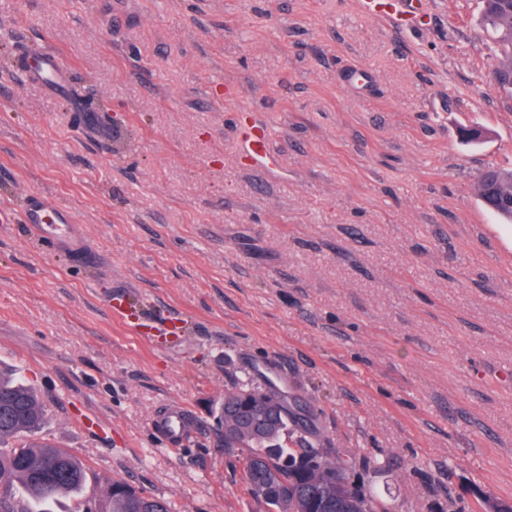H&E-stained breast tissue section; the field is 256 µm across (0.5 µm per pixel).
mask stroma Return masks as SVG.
Returning a JSON list of instances; mask_svg holds the SVG:
<instances>
[{
	"label": "stroma",
	"instance_id": "obj_1",
	"mask_svg": "<svg viewBox=\"0 0 512 512\" xmlns=\"http://www.w3.org/2000/svg\"><path fill=\"white\" fill-rule=\"evenodd\" d=\"M427 2L395 32L356 0H0V202L54 196L93 254L0 223V368L37 388L87 496L121 479L171 512H266L215 423L248 383L388 512L512 502V231L476 193L512 168V95L478 0ZM21 48L62 54L72 98L27 83ZM242 107L270 174L240 164ZM115 290L185 333L143 341ZM176 403L174 449L152 420ZM191 420L192 417L185 407L168 405L155 417L154 427L172 446H177L190 434Z\"/></svg>",
	"mask_w": 512,
	"mask_h": 512
}]
</instances>
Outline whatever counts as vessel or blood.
Masks as SVG:
<instances>
[{
    "label": "vessel or blood",
    "instance_id": "b4317fda",
    "mask_svg": "<svg viewBox=\"0 0 512 512\" xmlns=\"http://www.w3.org/2000/svg\"><path fill=\"white\" fill-rule=\"evenodd\" d=\"M362 16L388 21L394 29L410 30L424 26L427 8L424 0H358ZM17 63L31 82L47 90L69 95L71 91V66L57 52H25ZM236 127L241 138L240 153L253 168H267L277 161L270 149V129L253 121L249 109H239L235 114ZM30 225L44 240L54 245H68L80 258H88L82 228L76 223L71 211L58 200L32 192L25 195L16 207H0V223L14 221ZM108 304L113 315L136 335H180L182 323L170 321L146 323L138 310L130 308L124 294L114 293ZM192 417L180 405H168L154 419L157 432L170 444L183 442L191 432Z\"/></svg>",
    "mask_w": 512,
    "mask_h": 512
}]
</instances>
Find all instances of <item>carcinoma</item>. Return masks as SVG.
<instances>
[{
    "mask_svg": "<svg viewBox=\"0 0 512 512\" xmlns=\"http://www.w3.org/2000/svg\"><path fill=\"white\" fill-rule=\"evenodd\" d=\"M483 26L491 34L498 76L496 86L512 93V0H480ZM485 173L505 182L506 194L488 192L487 182H478V197L495 214L512 222V169L491 167ZM44 404L40 393L21 379L0 375V441L41 427ZM225 423L238 427L227 444L240 453L242 482L246 490L277 512H319L312 498L322 492L344 498L348 512H387L378 501L358 488L349 467L327 451L314 447L303 436L307 425L299 413L285 411L274 426L255 434L237 417ZM297 435L293 445L284 444ZM316 454L320 465L300 477L293 469L299 457ZM85 464L71 451L48 442L30 441L16 448L0 449V512H57L61 498L77 503L75 512H129V484L114 480L99 498L84 496Z\"/></svg>",
    "mask_w": 512,
    "mask_h": 512,
    "instance_id": "obj_1",
    "label": "carcinoma"
}]
</instances>
